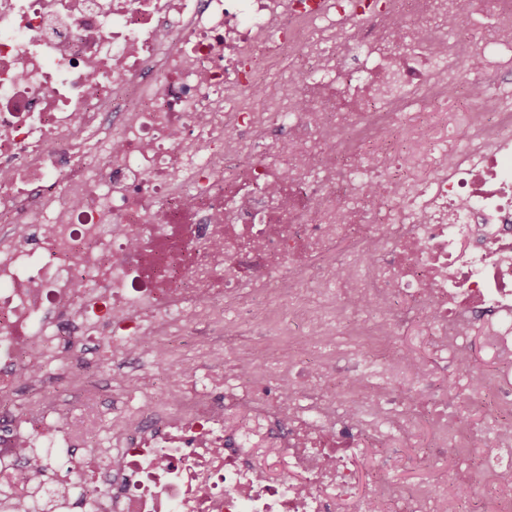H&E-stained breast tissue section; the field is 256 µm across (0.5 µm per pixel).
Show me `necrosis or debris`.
<instances>
[{
  "instance_id": "obj_1",
  "label": "necrosis or debris",
  "mask_w": 512,
  "mask_h": 512,
  "mask_svg": "<svg viewBox=\"0 0 512 512\" xmlns=\"http://www.w3.org/2000/svg\"><path fill=\"white\" fill-rule=\"evenodd\" d=\"M0 482L512 512V0H0Z\"/></svg>"
}]
</instances>
